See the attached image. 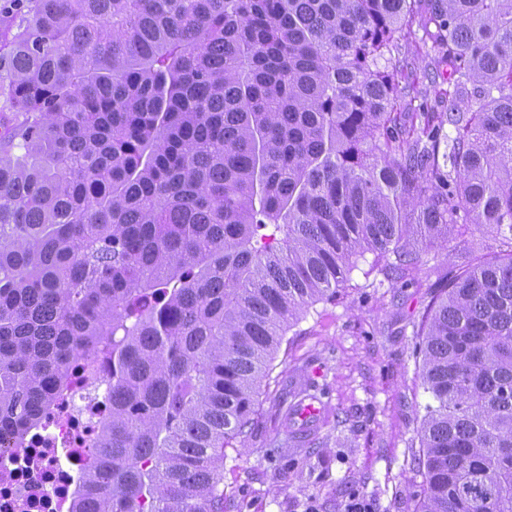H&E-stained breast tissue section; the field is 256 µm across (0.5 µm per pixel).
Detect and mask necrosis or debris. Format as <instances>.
Listing matches in <instances>:
<instances>
[{"instance_id": "necrosis-or-debris-1", "label": "necrosis or debris", "mask_w": 512, "mask_h": 512, "mask_svg": "<svg viewBox=\"0 0 512 512\" xmlns=\"http://www.w3.org/2000/svg\"><path fill=\"white\" fill-rule=\"evenodd\" d=\"M109 365L75 363L54 411L23 447L0 448V512H71L76 485L91 467L96 432L104 412L93 389H105Z\"/></svg>"}]
</instances>
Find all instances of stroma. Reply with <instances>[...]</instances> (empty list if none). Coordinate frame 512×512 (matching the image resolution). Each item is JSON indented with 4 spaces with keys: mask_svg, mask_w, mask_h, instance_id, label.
Instances as JSON below:
<instances>
[{
    "mask_svg": "<svg viewBox=\"0 0 512 512\" xmlns=\"http://www.w3.org/2000/svg\"><path fill=\"white\" fill-rule=\"evenodd\" d=\"M473 252L495 257L499 243L464 229L403 279L366 254L336 300L308 310L275 356L244 444L224 450V512H345L353 494L372 512H415L416 411L429 395L414 332L449 267ZM300 401L321 410L306 431L290 419Z\"/></svg>",
    "mask_w": 512,
    "mask_h": 512,
    "instance_id": "1",
    "label": "stroma"
}]
</instances>
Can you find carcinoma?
I'll return each instance as SVG.
<instances>
[{
	"instance_id": "carcinoma-1",
	"label": "carcinoma",
	"mask_w": 512,
	"mask_h": 512,
	"mask_svg": "<svg viewBox=\"0 0 512 512\" xmlns=\"http://www.w3.org/2000/svg\"><path fill=\"white\" fill-rule=\"evenodd\" d=\"M416 27L444 112L402 111ZM2 56L0 446L107 355L72 512H224L286 332L469 224L503 250L416 331V512H512V0H37Z\"/></svg>"
}]
</instances>
